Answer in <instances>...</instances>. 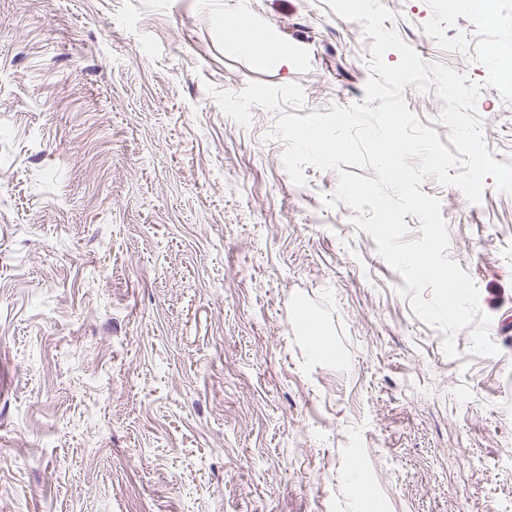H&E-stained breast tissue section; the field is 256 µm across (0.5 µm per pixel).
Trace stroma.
Returning a JSON list of instances; mask_svg holds the SVG:
<instances>
[{
    "instance_id": "1",
    "label": "stroma",
    "mask_w": 512,
    "mask_h": 512,
    "mask_svg": "<svg viewBox=\"0 0 512 512\" xmlns=\"http://www.w3.org/2000/svg\"><path fill=\"white\" fill-rule=\"evenodd\" d=\"M496 22L396 0L426 63L473 57L512 163ZM283 54L230 43L239 11ZM371 38L325 0H0V512H502L512 504V194L426 178L490 316L443 333L273 132L363 102ZM324 331L315 352L301 312Z\"/></svg>"
}]
</instances>
